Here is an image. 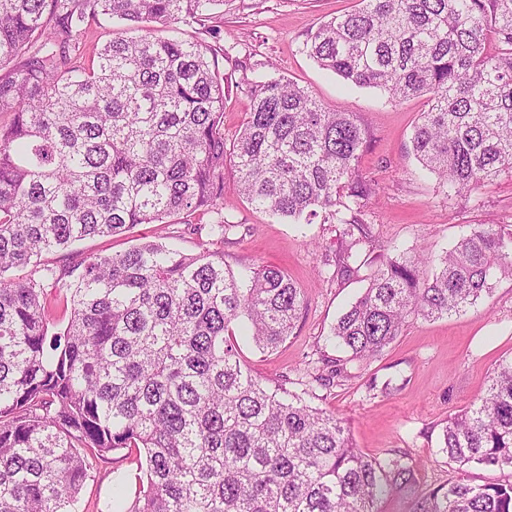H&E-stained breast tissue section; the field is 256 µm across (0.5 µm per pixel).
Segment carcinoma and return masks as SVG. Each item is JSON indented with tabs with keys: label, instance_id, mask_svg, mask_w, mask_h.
Here are the masks:
<instances>
[{
	"label": "carcinoma",
	"instance_id": "1",
	"mask_svg": "<svg viewBox=\"0 0 512 512\" xmlns=\"http://www.w3.org/2000/svg\"><path fill=\"white\" fill-rule=\"evenodd\" d=\"M224 0H0V512H71L90 459L144 456L115 512H381L414 482L399 457L371 459L335 415L240 360L229 327L273 351L301 291L275 267L238 274L216 252L144 241L56 272L43 255L139 224H190L223 240L224 168L249 204L293 224L336 225L324 265L350 278L373 248L358 175L365 129L283 76L246 82L249 109L224 137L222 49L163 36ZM127 21L84 66L89 18ZM303 50L318 66L399 103L423 97L412 150L450 195L512 174V0H360ZM216 214L210 223L204 216ZM387 248L332 336L346 364L380 355L411 318L460 313L512 277V228L474 224L440 258ZM13 275L6 276L7 272ZM71 281H66V278ZM63 329L49 333L58 315ZM440 450L458 469L512 471V360L448 417ZM415 512H512V481H451Z\"/></svg>",
	"mask_w": 512,
	"mask_h": 512
}]
</instances>
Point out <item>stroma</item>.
I'll return each instance as SVG.
<instances>
[{
  "instance_id": "stroma-1",
  "label": "stroma",
  "mask_w": 512,
  "mask_h": 512,
  "mask_svg": "<svg viewBox=\"0 0 512 512\" xmlns=\"http://www.w3.org/2000/svg\"><path fill=\"white\" fill-rule=\"evenodd\" d=\"M358 6L359 0H226L215 19L219 38H211L206 25L195 22L174 24L169 34L223 46L219 68L230 84L225 137L235 136L246 117L249 100L242 80L271 72L307 88L328 111L354 113L366 130L359 173L376 190L367 220L377 244L438 255L455 243L465 225H512L511 174L501 175L480 194L452 198L435 180L417 177L411 136L425 109L423 99L390 104L376 90L346 85L303 53L307 36L322 22ZM136 34V29L102 16L89 20L79 36L83 63L91 64L96 48L110 40ZM222 213L235 228L221 242L187 224H141L121 237L84 240L48 261L58 268L74 259L123 252L141 238L161 242L172 236L186 253L219 252L234 270L278 267L301 289L305 308L293 333L275 351L264 353L239 339L241 359L264 384L284 385L345 421L354 445L366 456L384 460L404 452L415 482L394 490L381 503V512H414L425 492L460 478L476 484L512 478L506 471H460L440 450L449 415L483 394L486 375L496 363L512 359L511 278H498L491 296L464 313L409 320L380 357L325 387L314 377L325 373V359L340 356L332 328L342 308L362 290L373 263L361 265L348 280L327 281L321 270L326 251L334 246L335 225L319 218L291 224L255 210L236 193L229 168L224 171ZM136 469L134 458L122 451L98 458L74 512H108L113 485L133 480Z\"/></svg>"
}]
</instances>
